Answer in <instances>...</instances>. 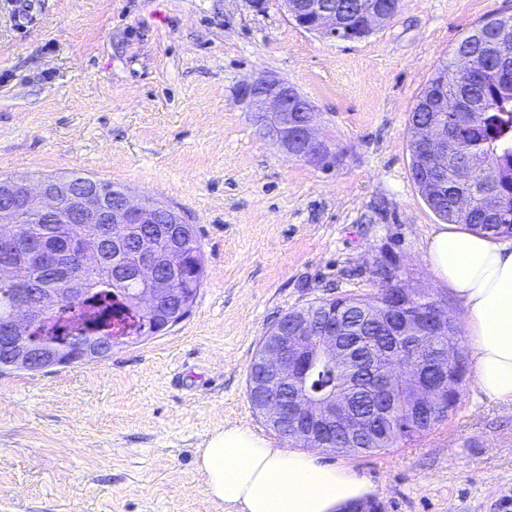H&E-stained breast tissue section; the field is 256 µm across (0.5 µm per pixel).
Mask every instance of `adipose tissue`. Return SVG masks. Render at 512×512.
I'll return each mask as SVG.
<instances>
[{
	"mask_svg": "<svg viewBox=\"0 0 512 512\" xmlns=\"http://www.w3.org/2000/svg\"><path fill=\"white\" fill-rule=\"evenodd\" d=\"M424 258L465 309L475 385L489 401L512 403V241L442 224ZM206 495L236 512H345L372 484L350 468L276 447L241 426L217 430L197 452Z\"/></svg>",
	"mask_w": 512,
	"mask_h": 512,
	"instance_id": "adipose-tissue-1",
	"label": "adipose tissue"
}]
</instances>
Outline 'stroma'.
Wrapping results in <instances>:
<instances>
[{"mask_svg": "<svg viewBox=\"0 0 512 512\" xmlns=\"http://www.w3.org/2000/svg\"><path fill=\"white\" fill-rule=\"evenodd\" d=\"M491 15L512 0H401L367 38L334 41L281 0H0V176L80 173L177 207L205 265L167 330L102 360L0 372V512H233L206 496L197 450L227 424L288 447L248 388L282 316L376 293L390 257L464 317L424 259L439 220L409 128L432 74ZM262 72L309 102L326 164L261 137L239 92ZM321 458L372 482L383 512H512V406L470 375L428 434Z\"/></svg>", "mask_w": 512, "mask_h": 512, "instance_id": "obj_1", "label": "stroma"}]
</instances>
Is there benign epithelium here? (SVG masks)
<instances>
[{
    "mask_svg": "<svg viewBox=\"0 0 512 512\" xmlns=\"http://www.w3.org/2000/svg\"><path fill=\"white\" fill-rule=\"evenodd\" d=\"M291 20L298 26L312 31L323 38L334 39L336 11L327 7L323 0H283ZM358 15L366 28L390 22L394 15L391 10L382 9L373 0H362ZM240 101L251 112L262 136L282 152L309 163L325 162L331 151L320 140L314 128V115L309 103L305 102L296 89L288 82L271 73H262L242 85ZM465 103L453 98L448 108L442 109L434 124L422 127L416 133V141L424 151L427 165L434 172L444 169L448 157V112H462ZM19 182L12 178L0 180V224L15 223L12 214L16 210L35 212L44 224L53 220L57 210L66 206L68 223L75 231L61 244L45 235L37 239L24 240L13 232L0 230V254L8 261L19 259L47 274L49 284L62 287V295L80 298L84 289L76 287L70 280L71 265L77 258L86 266H101L102 257L108 246L120 247L128 241L127 225L151 226L160 219L169 224H184L186 218L173 206L151 198L131 200L128 192L120 187H106L92 177L47 178L37 187H23V193L16 194ZM137 268L122 263L112 264V278L126 280L130 274L147 280L153 288L143 289L138 298L147 318L158 331L159 326L169 322L162 313L165 298L172 291L177 269L181 268L182 256L179 250L168 251L165 263L157 261L155 251L148 245L139 247ZM37 289L22 284L15 289V304L9 318L0 325V345L13 348L14 364L28 366L43 365L48 368L68 366L81 359L96 360L112 353V343L101 347L78 345L79 351L64 355V351L51 345L31 349L21 345L22 330L33 320L43 318L46 305L56 301L50 289H43V304L31 303V295ZM407 293L392 289L391 306L394 316L388 323L391 328L404 331L415 329L424 336H438L443 333L448 321V310L436 302L413 313L400 314L407 307ZM325 357L340 367L349 365L351 356L342 349L336 336V325L328 324L315 334L313 325L302 320L291 332H279L270 337L261 349L257 363L263 377L252 387V400L256 413L271 427L286 432L296 442L306 447H319L327 442L331 430L347 431L348 438L364 428V422L353 416L347 403L342 399L323 403L306 398L292 401L283 397V383L298 381L303 377V360L310 357ZM454 367L456 376L464 371V360L455 354L439 358L438 369L448 375V367ZM394 384L392 397L414 411L426 413L430 405L439 402L440 393L446 385L430 383L418 366H409L387 377Z\"/></svg>",
    "mask_w": 512,
    "mask_h": 512,
    "instance_id": "obj_1",
    "label": "benign epithelium"
}]
</instances>
